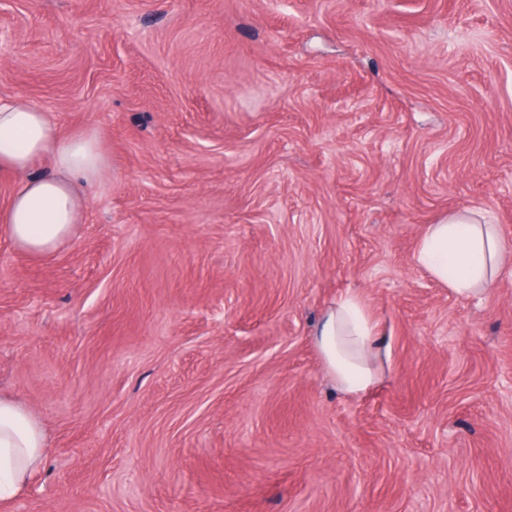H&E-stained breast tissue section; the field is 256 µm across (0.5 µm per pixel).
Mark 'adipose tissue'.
Instances as JSON below:
<instances>
[{"label":"adipose tissue","mask_w":512,"mask_h":512,"mask_svg":"<svg viewBox=\"0 0 512 512\" xmlns=\"http://www.w3.org/2000/svg\"><path fill=\"white\" fill-rule=\"evenodd\" d=\"M43 161L48 172L32 175ZM107 166L97 131L64 136L29 98L0 99V175L17 180L8 206L0 211V226L21 250L45 257L64 245L83 220L84 187L97 182ZM414 260L456 295L470 296L492 290L498 272L512 260V249L486 214L452 213L425 227ZM314 339L328 376L344 396H361L379 382L389 349L357 294H343L324 311ZM47 448L39 420L24 406L0 397L1 498L26 490Z\"/></svg>","instance_id":"adipose-tissue-1"}]
</instances>
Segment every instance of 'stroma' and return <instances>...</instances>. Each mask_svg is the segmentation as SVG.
Here are the masks:
<instances>
[{
  "label": "stroma",
  "instance_id": "1",
  "mask_svg": "<svg viewBox=\"0 0 512 512\" xmlns=\"http://www.w3.org/2000/svg\"><path fill=\"white\" fill-rule=\"evenodd\" d=\"M110 167L51 257L0 230V396L45 462L0 512H512V266L460 297L425 225L512 243V0H0V95ZM391 347L342 396L314 342ZM314 339L328 376L344 396L359 397L380 381L389 349L357 294H343L324 311Z\"/></svg>",
  "mask_w": 512,
  "mask_h": 512
}]
</instances>
